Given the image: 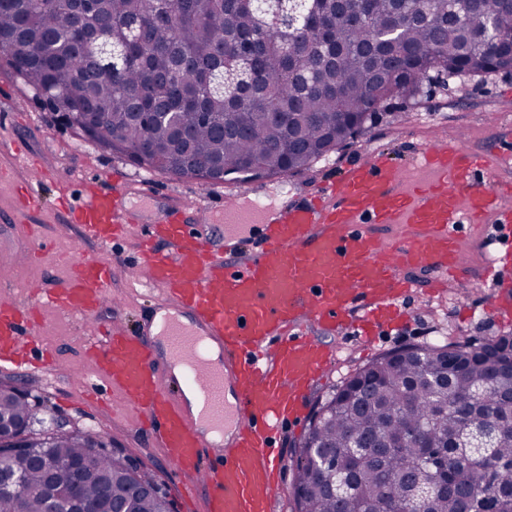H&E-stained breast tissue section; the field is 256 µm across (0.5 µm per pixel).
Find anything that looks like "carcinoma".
<instances>
[{
  "label": "carcinoma",
  "instance_id": "carcinoma-1",
  "mask_svg": "<svg viewBox=\"0 0 512 512\" xmlns=\"http://www.w3.org/2000/svg\"><path fill=\"white\" fill-rule=\"evenodd\" d=\"M98 0L112 65L101 66L73 32L67 0H0L8 62L34 95L84 136L134 163L204 181L286 175L367 128L395 94L432 76L512 70V0H469L452 20L448 0H363L364 22L336 21V0H314L330 43L299 21H273L256 0ZM246 78L231 97L220 83ZM273 112L274 118L266 117ZM413 345L360 368L326 396L301 443L296 512H512V345ZM24 426L39 463L0 441V470L24 491L0 493V512H44L47 489L72 482L67 462L91 452L88 432L45 424L44 404L0 385V416ZM489 433L486 447L457 440ZM148 468L101 454L81 490L87 512H167L168 493Z\"/></svg>",
  "mask_w": 512,
  "mask_h": 512
}]
</instances>
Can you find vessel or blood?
Segmentation results:
<instances>
[{
    "label": "vessel or blood",
    "instance_id": "obj_1",
    "mask_svg": "<svg viewBox=\"0 0 512 512\" xmlns=\"http://www.w3.org/2000/svg\"><path fill=\"white\" fill-rule=\"evenodd\" d=\"M130 194L127 185L87 191L68 218L84 239L108 244L136 219ZM511 196V181L493 179L488 154L459 139L419 148L403 164L369 151L283 210L258 215L239 197L225 198L220 242L205 224L209 205L169 202L146 222L137 264L144 285L161 294L154 307L169 312L162 333L187 370L175 378L145 330L109 325L92 331L98 371L178 469L196 477L206 512H273V434L302 417L310 389L334 362L325 335L347 331L367 342L381 326L402 325L398 300L415 288L413 273H432L435 291L443 278L467 279L456 224H511L503 204ZM257 220L260 238L244 245L241 230ZM381 227L400 233L385 244ZM111 283V265L81 264L64 287L40 289L38 307L1 304L0 367L25 365L39 307L87 320ZM214 345L217 367L208 358ZM189 388L223 444L203 437L183 410Z\"/></svg>",
    "mask_w": 512,
    "mask_h": 512
}]
</instances>
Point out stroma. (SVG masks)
Segmentation results:
<instances>
[{"mask_svg": "<svg viewBox=\"0 0 512 512\" xmlns=\"http://www.w3.org/2000/svg\"><path fill=\"white\" fill-rule=\"evenodd\" d=\"M512 70L467 75L448 79L439 75L413 96L396 95L378 108L368 130L357 139L340 144L311 168L287 177L263 179L269 192L255 196L253 182H207L179 178L131 162L121 153L107 149L66 124L54 114L45 100L36 98L17 73L0 62V145L22 144L26 158L0 154V267L12 272V285L0 296L21 303L31 300L34 287L45 284L61 287L72 265L98 259L111 262L114 269L111 293L120 306L105 305L98 321L134 324L150 304L151 296L142 286L131 284L126 268L137 256L140 227L132 225L126 237L102 246L83 240L78 225L69 223L62 200L78 204L83 200V183L91 179L101 188H111L113 180L151 182L157 196L135 194L131 205L141 220L163 203L162 192L176 201L193 205L217 199L227 193H240L245 204L257 203L278 209L289 201L303 198L324 179L332 177L346 163L372 149L390 154L402 162L426 143L463 136L470 148L501 158V168L512 169ZM32 159L44 177L38 188L41 209L29 213L27 221L39 227L49 244L39 259H32V243L15 221V212L27 201L20 187L25 175L24 161ZM461 260L469 269L465 281L429 293L419 288L404 301L410 321L400 331H383L375 344H362L353 335H328L335 350L333 366L311 391L305 418L294 428H284L277 439L282 456V492L275 512H294L292 483L296 456L307 432L309 417L334 387L358 368L398 347L409 344H439L448 341L482 340L512 334V314H494L493 302L512 300V269L496 265L497 257L512 247V230L494 222L481 226L461 224L457 229ZM38 338L57 353L52 381L25 371H1L0 383L37 387L46 397L50 413L69 420L78 428L96 435L109 450L124 449L152 469L173 500L176 512H203L201 495L188 476L171 465L164 449L154 445L133 411L113 417V409H124L118 393L98 375L87 355L89 339L82 319L62 316L44 309ZM83 376L89 387L105 401L97 404L81 399L74 388L75 376Z\"/></svg>", "mask_w": 512, "mask_h": 512, "instance_id": "1", "label": "stroma"}]
</instances>
